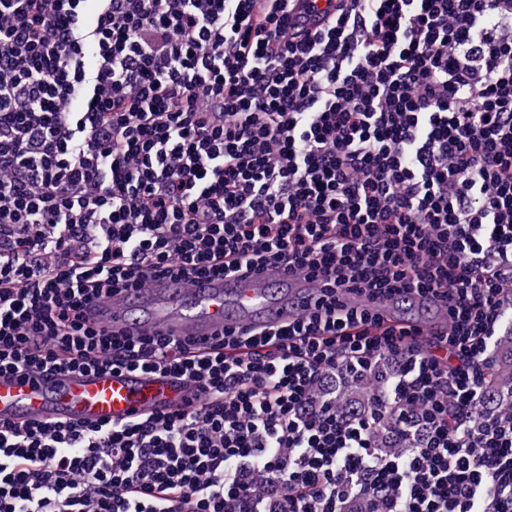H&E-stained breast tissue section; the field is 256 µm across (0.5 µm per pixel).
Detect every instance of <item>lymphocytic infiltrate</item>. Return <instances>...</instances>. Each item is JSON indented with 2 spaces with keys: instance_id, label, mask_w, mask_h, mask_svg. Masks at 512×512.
Segmentation results:
<instances>
[{
  "instance_id": "f902f5d3",
  "label": "lymphocytic infiltrate",
  "mask_w": 512,
  "mask_h": 512,
  "mask_svg": "<svg viewBox=\"0 0 512 512\" xmlns=\"http://www.w3.org/2000/svg\"><path fill=\"white\" fill-rule=\"evenodd\" d=\"M0 0V375L161 372L207 401L0 422V512H512V0ZM282 267L312 305L198 346L84 316ZM434 295L438 333L345 293ZM394 372L348 412L337 377ZM509 340L511 343L510 358L506 355L495 362L488 376L485 406L490 413H496L502 406L508 407L509 398L512 408V332L510 339L507 335L501 341L506 348L509 346Z\"/></svg>"
}]
</instances>
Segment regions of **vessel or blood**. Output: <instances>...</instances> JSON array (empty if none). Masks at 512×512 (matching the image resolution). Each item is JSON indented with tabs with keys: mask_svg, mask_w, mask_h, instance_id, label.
I'll list each match as a JSON object with an SVG mask.
<instances>
[{
	"mask_svg": "<svg viewBox=\"0 0 512 512\" xmlns=\"http://www.w3.org/2000/svg\"><path fill=\"white\" fill-rule=\"evenodd\" d=\"M312 300L306 276L266 268L200 277L188 285L160 279L91 305L87 314L94 323L131 336L204 341L227 327L261 331L288 325ZM200 393L199 383L189 378L126 370L18 373L0 377V420L122 424L178 410Z\"/></svg>",
	"mask_w": 512,
	"mask_h": 512,
	"instance_id": "obj_1",
	"label": "vessel or blood"
}]
</instances>
